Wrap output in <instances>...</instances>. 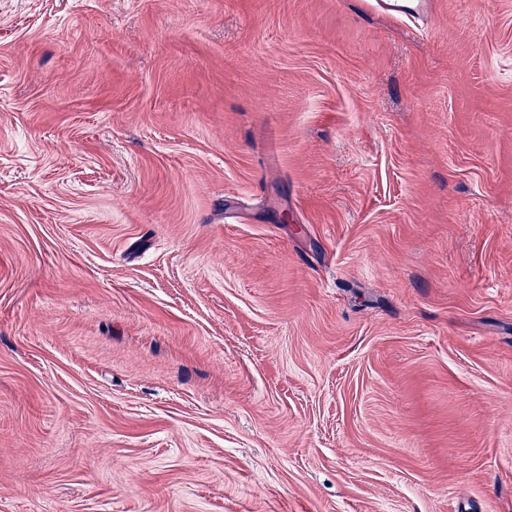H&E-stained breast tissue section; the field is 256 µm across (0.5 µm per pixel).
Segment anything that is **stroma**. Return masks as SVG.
I'll use <instances>...</instances> for the list:
<instances>
[{
    "instance_id": "35a3bbf8",
    "label": "stroma",
    "mask_w": 512,
    "mask_h": 512,
    "mask_svg": "<svg viewBox=\"0 0 512 512\" xmlns=\"http://www.w3.org/2000/svg\"><path fill=\"white\" fill-rule=\"evenodd\" d=\"M433 2L0 0V512H512V0ZM378 8L394 14L415 15L431 8L429 0H376Z\"/></svg>"
}]
</instances>
